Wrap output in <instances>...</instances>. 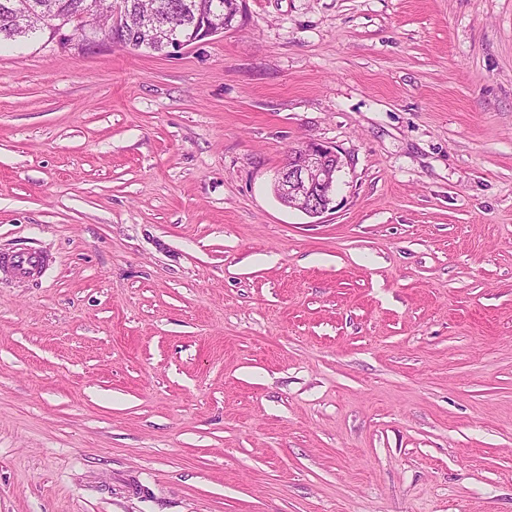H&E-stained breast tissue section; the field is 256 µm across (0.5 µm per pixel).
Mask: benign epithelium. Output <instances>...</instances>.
<instances>
[{
    "label": "benign epithelium",
    "mask_w": 512,
    "mask_h": 512,
    "mask_svg": "<svg viewBox=\"0 0 512 512\" xmlns=\"http://www.w3.org/2000/svg\"><path fill=\"white\" fill-rule=\"evenodd\" d=\"M239 2L234 18L222 21L215 18L189 40L176 35L161 20L140 32L139 36L131 35L128 32L125 12L117 6L104 28L95 23L89 10L61 19L54 24L53 43L63 50H74L78 53L87 51L89 46L97 50L119 47L138 51L148 47L150 42L162 39L165 41L167 53L175 54L234 27L244 15L246 0ZM16 17L23 30L45 24L38 5L18 8ZM342 167V160L332 147L315 141L305 142L288 153L285 164L277 172L274 182L276 196L285 206L307 215L322 214L329 210L332 203L336 178Z\"/></svg>",
    "instance_id": "benign-epithelium-1"
}]
</instances>
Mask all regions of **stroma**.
Listing matches in <instances>:
<instances>
[{"mask_svg": "<svg viewBox=\"0 0 512 512\" xmlns=\"http://www.w3.org/2000/svg\"><path fill=\"white\" fill-rule=\"evenodd\" d=\"M343 161L327 212L289 149ZM0 512H512V0H246L0 47ZM122 2V6L133 23L148 18L155 7L162 4L168 22L178 29L182 36L170 30L169 26L162 20H158L152 26L140 32L139 36L131 35L128 32L127 20L124 10L117 5L111 14L108 25L105 28L95 23L90 10L79 11L76 16L62 18L54 24V40L60 49L85 52L88 46L96 50L119 47L129 51H139L147 48L154 40L162 39L165 43L155 42L151 51L159 54L164 53V44L167 54L179 53L182 49L203 41L210 37L223 34V31L234 27L238 17L242 20L245 12L246 0H237L240 5L235 12L234 18L227 19L224 15V22L218 18L213 19L212 24L206 23L198 35H193L189 40L184 37L192 35L197 16L209 13L211 5H220L223 12L233 5V0H116ZM342 167V160L332 147L305 142L288 153L285 164L277 172L276 196L287 207L318 216L329 210Z\"/></svg>", "mask_w": 512, "mask_h": 512, "instance_id": "35a3bbf8", "label": "stroma"}]
</instances>
